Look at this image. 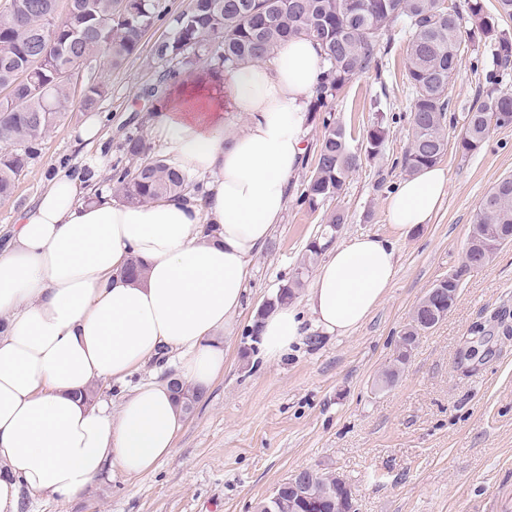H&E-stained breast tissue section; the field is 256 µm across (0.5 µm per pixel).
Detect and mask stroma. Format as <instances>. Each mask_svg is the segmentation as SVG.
Segmentation results:
<instances>
[{"label": "stroma", "mask_w": 512, "mask_h": 512, "mask_svg": "<svg viewBox=\"0 0 512 512\" xmlns=\"http://www.w3.org/2000/svg\"><path fill=\"white\" fill-rule=\"evenodd\" d=\"M166 4L171 18L191 0ZM170 18L148 29L139 53L120 68L90 63L106 86L97 110L104 138L79 143L85 114L67 112L39 144L13 194L0 199V225L15 223L52 167L79 168L85 154L96 152L110 168L125 166L126 135L150 132L153 100L146 89L167 68L154 46L173 36ZM407 39L394 29L381 42L378 68L332 102L331 115L350 131L353 150H360L376 111L385 112L388 133L381 154L362 159L341 195L315 210L300 202L324 134L322 113H310L287 207L254 261L238 325L224 340V373L186 415L171 455L136 477L105 475L70 502L31 499L25 512H256L280 483L310 467L343 474L358 512H512V245L466 273L456 305L420 337L397 380L385 388L378 383L416 303L459 266L482 198L512 174V127L492 128L483 148L469 155L457 147L459 128H449L443 204L431 224L397 238L385 204L406 175ZM493 90L512 91V68H497L488 47L469 44L448 88L449 112L463 115ZM335 211L344 215L340 237L395 240L388 294L352 334L313 330L281 360L266 362L251 333L256 312L292 278L297 259ZM476 322L489 333L477 357L461 360Z\"/></svg>", "instance_id": "obj_1"}]
</instances>
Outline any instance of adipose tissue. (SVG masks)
Returning <instances> with one entry per match:
<instances>
[{
    "label": "adipose tissue",
    "mask_w": 512,
    "mask_h": 512,
    "mask_svg": "<svg viewBox=\"0 0 512 512\" xmlns=\"http://www.w3.org/2000/svg\"><path fill=\"white\" fill-rule=\"evenodd\" d=\"M325 61L304 37L264 60L194 72L150 117L168 162L206 177L200 194L139 206L99 181L107 159L50 171L35 203L0 242V512L21 495L70 500L113 468L133 477L170 456L185 414L169 381L143 383L117 414L85 403L100 380L121 382L161 350L197 390L224 372V338L243 308L254 260L288 202L305 153L307 110ZM246 119L229 131L230 112ZM440 166L418 170L388 197L399 236L431 223L448 191ZM144 265L129 278L131 259ZM394 241L344 239L304 294L308 316L284 304L261 321L266 358L309 329L345 336L384 300Z\"/></svg>",
    "instance_id": "ef3b65f1"
}]
</instances>
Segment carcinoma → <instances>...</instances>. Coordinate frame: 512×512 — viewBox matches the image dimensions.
I'll return each instance as SVG.
<instances>
[{
  "instance_id": "obj_1",
  "label": "carcinoma",
  "mask_w": 512,
  "mask_h": 512,
  "mask_svg": "<svg viewBox=\"0 0 512 512\" xmlns=\"http://www.w3.org/2000/svg\"><path fill=\"white\" fill-rule=\"evenodd\" d=\"M67 0L70 17L55 22L58 0H10L0 11V88H11L0 98V198L10 196L16 181L35 154V146L54 128L72 106L82 112L98 108L106 92L103 82L91 78L83 86L80 100H74L64 69L82 67L100 57L113 68L136 55L146 31L166 16L165 0ZM497 14L486 10L485 0H465V13L445 5V0H192L190 8L172 18L175 34L156 51L160 59H180L148 91L161 100L171 84L196 63L200 53L212 54L226 68L269 57L280 41L307 37L317 42L328 63L311 111L320 112L351 83L377 62L380 39L398 24L408 29L406 77L413 89L410 106L409 142L403 167L413 173L439 163L447 151L448 87L461 61L465 41L462 20L480 39L497 46L498 61H512V34L499 27L498 17L512 18V0H496ZM25 80H17L21 72ZM325 134L317 152L316 165L301 193L300 201L312 210L321 201L341 192L349 173L361 161L353 152L346 130L323 120ZM512 125V93L492 91L463 115L458 149L465 155L480 149L491 127ZM387 136L385 115L363 136L364 155L382 152ZM130 160L147 151L141 134H130L122 143ZM112 179L115 191L135 206L185 194L188 176L166 160L157 158L133 171H118ZM343 216L332 214L325 234L309 243L297 260L295 274L270 303L274 309L295 298L304 277L319 255L333 241ZM512 239V176L501 178L483 197L471 224L461 265L448 275V286L428 290L436 310L456 304L464 275L491 262L504 240ZM436 323L431 311L418 307L404 328L405 343L397 345L396 356L382 376L390 384L411 356L422 333ZM185 412L192 411L199 398L197 390L173 382ZM304 498L316 503L318 512H349L350 486L336 483V473L315 469L302 488ZM295 493L281 484L277 500L267 499L259 512H296L288 507Z\"/></svg>"
}]
</instances>
